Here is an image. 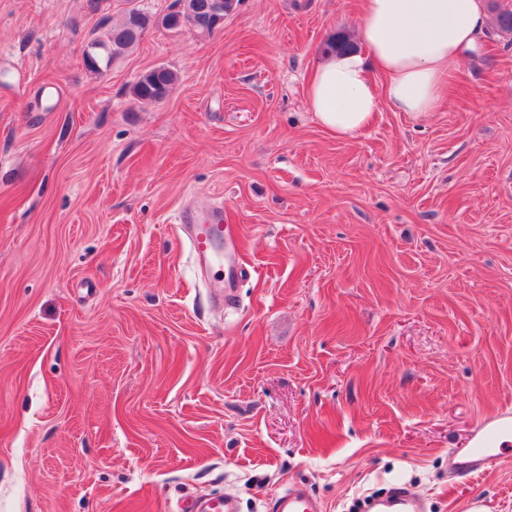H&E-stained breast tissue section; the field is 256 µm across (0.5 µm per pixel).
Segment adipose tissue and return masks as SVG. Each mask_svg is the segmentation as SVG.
Masks as SVG:
<instances>
[{
	"label": "adipose tissue",
	"mask_w": 512,
	"mask_h": 512,
	"mask_svg": "<svg viewBox=\"0 0 512 512\" xmlns=\"http://www.w3.org/2000/svg\"><path fill=\"white\" fill-rule=\"evenodd\" d=\"M487 23L483 0H361L359 45L315 68L309 109L341 139L359 133L384 102L415 116L437 111Z\"/></svg>",
	"instance_id": "adipose-tissue-1"
}]
</instances>
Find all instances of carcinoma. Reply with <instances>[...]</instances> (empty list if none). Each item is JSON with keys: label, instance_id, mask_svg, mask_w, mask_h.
<instances>
[{"label": "carcinoma", "instance_id": "carcinoma-1", "mask_svg": "<svg viewBox=\"0 0 512 512\" xmlns=\"http://www.w3.org/2000/svg\"><path fill=\"white\" fill-rule=\"evenodd\" d=\"M181 4L183 13L193 16L197 23V30L213 34L215 16L210 11V4L214 0H177ZM150 13L128 2V6L121 11V19L115 23L106 19L95 33V36L86 44L90 59L85 61V69L93 74L100 75L106 71L112 61L134 49L142 39L144 33L153 27L148 22ZM352 47L350 38L343 32H338L324 45L326 52H339ZM178 82V75L166 66H158L141 74L132 86V95L144 104H158L165 101L172 93Z\"/></svg>", "mask_w": 512, "mask_h": 512}]
</instances>
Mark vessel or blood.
Instances as JSON below:
<instances>
[{"instance_id": "obj_1", "label": "vessel or blood", "mask_w": 512, "mask_h": 512, "mask_svg": "<svg viewBox=\"0 0 512 512\" xmlns=\"http://www.w3.org/2000/svg\"><path fill=\"white\" fill-rule=\"evenodd\" d=\"M178 229L188 240L196 261L216 274L215 286L224 296L225 304H233L239 281L245 267L239 255L236 226L225 223L220 211L186 207L180 217ZM502 458L501 449L491 445H477L455 462V469L465 476H475L487 470ZM419 495L406 487L396 488L392 499L384 501L382 512H421ZM181 512H237L232 497H224L206 506L197 499L184 501ZM275 512H315L312 501L299 489L289 490L275 503Z\"/></svg>"}]
</instances>
